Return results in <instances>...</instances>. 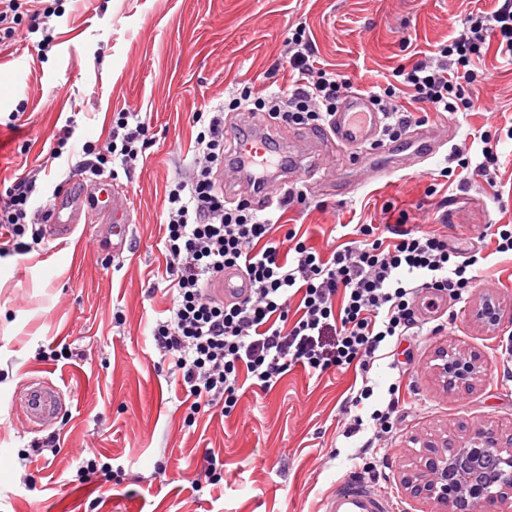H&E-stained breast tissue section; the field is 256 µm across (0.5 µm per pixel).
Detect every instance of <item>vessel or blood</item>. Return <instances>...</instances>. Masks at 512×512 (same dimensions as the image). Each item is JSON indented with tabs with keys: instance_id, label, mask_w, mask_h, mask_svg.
Wrapping results in <instances>:
<instances>
[{
	"instance_id": "1",
	"label": "vessel or blood",
	"mask_w": 512,
	"mask_h": 512,
	"mask_svg": "<svg viewBox=\"0 0 512 512\" xmlns=\"http://www.w3.org/2000/svg\"><path fill=\"white\" fill-rule=\"evenodd\" d=\"M384 122L382 113L373 110L368 95L352 92L345 96L328 129L322 133V143L344 152L351 164L361 165L368 151H382L379 134ZM131 222L130 209L124 191L110 178L82 179L58 192L45 226V236L52 242L70 239L79 227L108 224L115 236H125ZM247 286L240 274L225 271L223 280L213 287L214 294L232 299ZM27 426L39 432L47 427L63 402L60 389L53 383L30 378L25 390L16 396ZM392 504L381 489L358 473H350L322 501V512H391Z\"/></svg>"
}]
</instances>
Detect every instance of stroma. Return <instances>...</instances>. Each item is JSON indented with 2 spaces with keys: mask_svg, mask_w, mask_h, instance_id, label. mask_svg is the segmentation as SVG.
Instances as JSON below:
<instances>
[{
  "mask_svg": "<svg viewBox=\"0 0 512 512\" xmlns=\"http://www.w3.org/2000/svg\"><path fill=\"white\" fill-rule=\"evenodd\" d=\"M49 25L54 40L39 55L37 35L0 48V192L23 169L38 174L45 195L73 179L75 150L104 143L117 112L150 119L152 145L144 161L117 182L128 193L133 223L122 254L112 252L107 225L24 255L0 258V512H318L328 492L364 461L394 462L381 484L397 512H448L413 496L405 480L422 448L459 428L512 426V256L490 257L482 286L467 299L418 297L427 330L398 343L393 363L370 371L374 395L348 403L354 372L309 375L295 368L270 392H246L231 416L214 411L185 422V392L169 378L150 336L169 299L153 291L164 266L163 200L175 173L192 159L199 124L193 115L230 100L243 86H266L265 73L287 52L292 25L305 24L318 66L345 75L366 92L392 82L395 69L430 57L457 35L473 10L497 0H58ZM486 79L479 111L448 118L430 114V136L447 130L445 144L425 162L398 168L378 158L390 176L377 182L360 169L324 159L331 189L308 193L306 205L283 210L281 221L300 228L319 249L337 244L347 224L408 221L438 230L451 249L478 246L488 224H512V141L497 147L495 185L443 177L456 147L481 161L476 131L512 126V63L496 46L476 61ZM17 120H10V113ZM70 138L59 159L49 153L59 134ZM448 200V219L433 209ZM500 305L489 329L473 310L485 296ZM481 356L488 369L468 391H447L431 365L439 348ZM404 371L413 394L398 413L386 447L363 452L366 434L339 435L336 426L368 417L387 403V387ZM57 385L64 404L51 422L56 451L34 452L36 433L10 399L32 376ZM224 460L219 484L200 481L202 456ZM112 468L111 478L79 480L88 452Z\"/></svg>",
  "mask_w": 512,
  "mask_h": 512,
  "instance_id": "1",
  "label": "stroma"
}]
</instances>
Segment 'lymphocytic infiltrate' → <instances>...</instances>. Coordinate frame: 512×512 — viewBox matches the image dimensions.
<instances>
[{
    "label": "lymphocytic infiltrate",
    "mask_w": 512,
    "mask_h": 512,
    "mask_svg": "<svg viewBox=\"0 0 512 512\" xmlns=\"http://www.w3.org/2000/svg\"><path fill=\"white\" fill-rule=\"evenodd\" d=\"M47 0H0V45L17 36L23 20L51 17ZM294 51L287 60L291 83L263 93L247 86L226 105L194 113L201 129L188 168L164 199L165 270L161 280L172 298L152 336L162 359L185 390L188 421L207 409L231 415L248 388L271 391L295 367L326 372L357 367L369 373L381 351L420 329L415 298L420 291L462 299L477 281L482 249L458 253L447 238L407 214L380 227L357 224L349 240L322 253L292 227L240 199L226 201L217 174L224 166V113L262 112L278 124L324 130L352 83L314 64L315 44L305 26L288 32ZM496 42L512 62V0L489 13L469 14L461 34L441 44L433 60L404 71L400 85L370 98L383 112V137L401 139L415 120L396 104L398 87L408 88L426 111H474L483 79L473 67L486 43ZM149 126L137 112H121L103 144L84 143L75 165L88 177H116V165L144 155ZM37 175L18 177L0 194V257L25 254L42 244L49 212L35 205ZM240 270L247 296L227 303L212 284L226 269ZM385 408L354 417L342 434L371 431L373 440L391 434L402 399L401 382L388 387Z\"/></svg>",
    "instance_id": "lymphocytic-infiltrate-1"
}]
</instances>
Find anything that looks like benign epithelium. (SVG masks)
Masks as SVG:
<instances>
[{
    "instance_id": "benign-epithelium-1",
    "label": "benign epithelium",
    "mask_w": 512,
    "mask_h": 512,
    "mask_svg": "<svg viewBox=\"0 0 512 512\" xmlns=\"http://www.w3.org/2000/svg\"><path fill=\"white\" fill-rule=\"evenodd\" d=\"M475 317L498 324L495 303L486 298ZM433 365L435 379L450 390L471 389L484 370L476 355L442 348ZM443 451L407 481L411 491L448 506V512H479L484 500L512 496V430L476 429L463 437H444Z\"/></svg>"
}]
</instances>
